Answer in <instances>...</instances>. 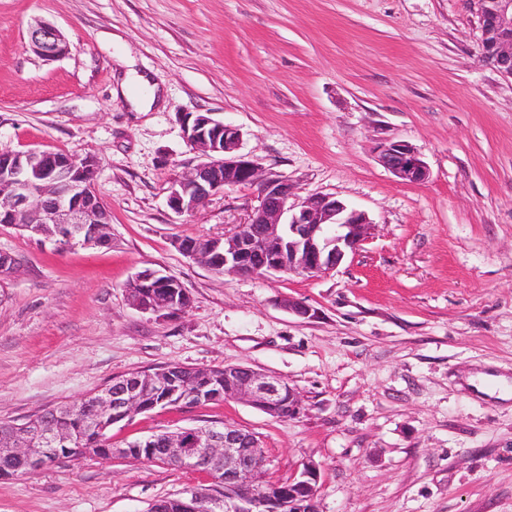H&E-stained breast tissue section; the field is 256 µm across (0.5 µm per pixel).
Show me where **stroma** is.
<instances>
[{
  "mask_svg": "<svg viewBox=\"0 0 512 512\" xmlns=\"http://www.w3.org/2000/svg\"><path fill=\"white\" fill-rule=\"evenodd\" d=\"M58 28L69 53L36 54ZM472 0H0V151L91 157L111 215L106 247L58 249L0 224V420L79 401L113 377L171 364L242 365L301 397L278 419L238 400L158 406L113 426L112 445L228 423L254 433L268 475L320 466L317 512H512V78L482 58ZM164 96L114 97L124 63ZM211 113L299 197L366 212L373 237L329 273L217 274L176 239H220L259 204L254 187L198 210L167 205L199 161L184 115ZM423 155L398 181L386 139ZM157 269L188 291L172 318L134 309L126 284ZM291 297L313 311L281 308ZM174 466L86 456L0 479V512H147L207 483ZM35 51L47 60L61 58L69 53V43L55 27L38 23L30 32ZM377 158L400 182L419 184L429 177V169L422 154L406 141H382L377 147Z\"/></svg>",
  "mask_w": 512,
  "mask_h": 512,
  "instance_id": "1",
  "label": "stroma"
}]
</instances>
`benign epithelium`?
<instances>
[{"mask_svg":"<svg viewBox=\"0 0 512 512\" xmlns=\"http://www.w3.org/2000/svg\"><path fill=\"white\" fill-rule=\"evenodd\" d=\"M472 2L479 17L481 55L512 78V0ZM30 40L47 60L69 53L66 38L48 24L32 28ZM181 125L184 139L202 161L172 183L168 205L175 213H191L209 197L242 184L255 187L260 199L249 221L236 225L224 239L176 241L178 250L192 260L244 277H253L260 269L315 276L337 268L371 238L375 224L365 212L322 193H311L298 202L291 183L263 174L255 160L240 152L242 133L237 127L208 113L186 115ZM377 158L400 182L419 184L429 178L422 154L406 141H382ZM95 178V162L87 156L0 152V224H14L37 235L39 225L53 224L71 246H105L111 237L109 227L103 225L106 207L95 193ZM130 283L149 284L129 296L131 305L142 313L169 318L190 303L187 290L160 271H140ZM146 383L165 392L162 401L173 399L182 407L234 398L274 418L284 411L292 418L301 408L297 393L274 375L227 365L224 388L216 386L208 392L187 385L180 369L165 367L138 377H115L78 403L45 410L35 425L28 421L15 425L12 439L0 443V457L17 458L23 470L36 472L80 456L78 430L69 427L76 418L104 440V452L113 454L108 429L149 410L142 404ZM155 453L166 462L218 476L224 487L235 490L221 501L188 488L181 493L182 512H316L319 464L306 462L300 473L288 480L286 495L259 485L256 473L266 466V458L260 440L250 431L229 424L183 428L167 435L166 447L155 449Z\"/></svg>","mask_w":512,"mask_h":512,"instance_id":"7a95c632","label":"benign epithelium"}]
</instances>
